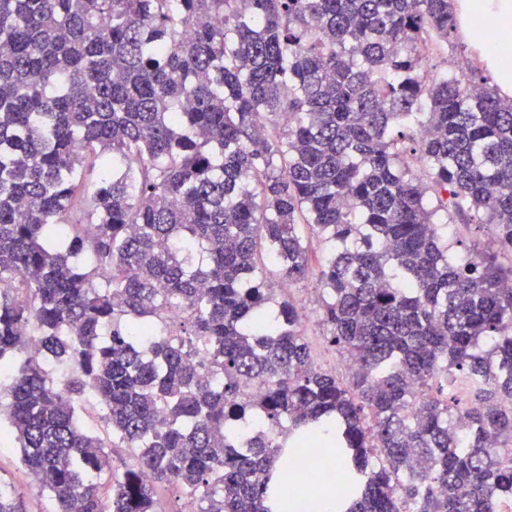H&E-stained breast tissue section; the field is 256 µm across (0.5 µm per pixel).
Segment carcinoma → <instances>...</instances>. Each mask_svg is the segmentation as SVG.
I'll return each mask as SVG.
<instances>
[{
	"instance_id": "carcinoma-1",
	"label": "carcinoma",
	"mask_w": 512,
	"mask_h": 512,
	"mask_svg": "<svg viewBox=\"0 0 512 512\" xmlns=\"http://www.w3.org/2000/svg\"><path fill=\"white\" fill-rule=\"evenodd\" d=\"M458 24L454 0H0V439L54 512H271L274 459L319 435L345 512L512 498V97L429 74ZM470 212L499 252H450ZM273 272L315 275L346 377Z\"/></svg>"
}]
</instances>
